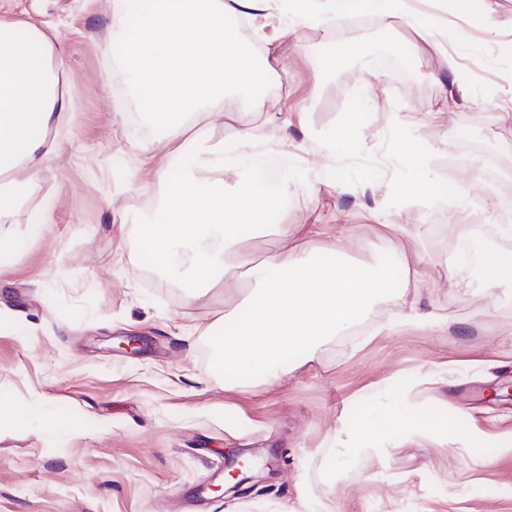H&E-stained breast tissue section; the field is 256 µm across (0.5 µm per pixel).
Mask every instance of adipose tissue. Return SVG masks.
Returning a JSON list of instances; mask_svg holds the SVG:
<instances>
[{"instance_id": "adipose-tissue-1", "label": "adipose tissue", "mask_w": 512, "mask_h": 512, "mask_svg": "<svg viewBox=\"0 0 512 512\" xmlns=\"http://www.w3.org/2000/svg\"><path fill=\"white\" fill-rule=\"evenodd\" d=\"M281 9L282 0H112L109 29L124 77L163 147L154 178L159 208L172 220L142 224L141 239L158 263L187 247L191 265L212 288L223 285L229 269L243 270L252 289L244 315L220 338L219 358L225 371L267 379L297 352L350 332L391 279L381 266L314 255L285 224L277 227L280 249L266 257L242 246L264 228L269 201L287 197L291 185L273 176L268 163L275 151L255 136L253 117L265 107L268 82L238 24ZM353 15L400 20L432 43L441 35L417 0H303L288 22L325 27ZM65 52L56 33L0 13V222L27 204L62 149L73 117L57 67ZM229 87L249 91L247 110H225ZM221 114L237 127L229 148L210 135ZM187 153L192 163L169 180V168ZM228 169L240 174L235 184L224 181ZM404 425L399 409L389 408L341 428L366 443L393 440Z\"/></svg>"}]
</instances>
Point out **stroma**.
I'll list each match as a JSON object with an SVG mask.
<instances>
[{
  "label": "stroma",
  "mask_w": 512,
  "mask_h": 512,
  "mask_svg": "<svg viewBox=\"0 0 512 512\" xmlns=\"http://www.w3.org/2000/svg\"><path fill=\"white\" fill-rule=\"evenodd\" d=\"M488 27L442 0L443 50L402 21L337 18L282 39L265 110L267 146L285 150L295 190L275 223L316 251L397 273L352 335L334 336L264 380L224 372L211 324L238 285L205 289L148 262L161 149L119 75L112 0H0L57 32L74 119L59 158L0 238V512H512V283L450 276L454 241L486 229L512 250L500 201L512 196V0H482ZM363 53L329 67L338 46ZM382 53L402 69L369 73ZM401 128L430 145L429 176L406 195ZM360 124L362 149L324 160L323 137ZM494 164L496 177L473 169ZM54 221L37 224L43 203ZM411 311L439 330L394 327ZM392 329L381 332L380 327ZM144 341L141 353L121 347ZM399 403L420 419L384 449L355 455L343 418ZM37 408L26 429L14 415ZM427 415L452 418L447 433ZM264 479L219 493L235 455Z\"/></svg>",
  "instance_id": "obj_1"
}]
</instances>
